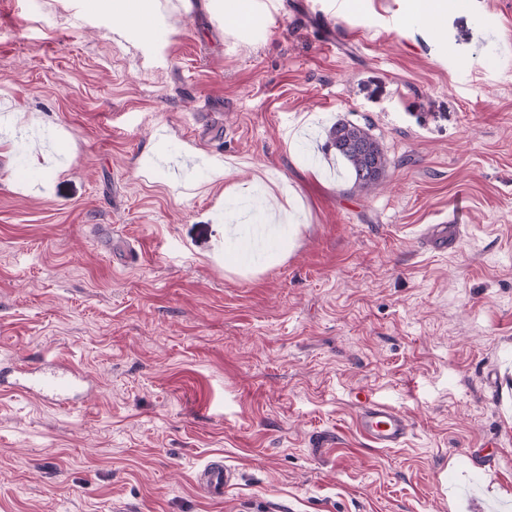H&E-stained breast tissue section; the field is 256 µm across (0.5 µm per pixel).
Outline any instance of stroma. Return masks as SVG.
I'll use <instances>...</instances> for the list:
<instances>
[{
    "instance_id": "1",
    "label": "stroma",
    "mask_w": 512,
    "mask_h": 512,
    "mask_svg": "<svg viewBox=\"0 0 512 512\" xmlns=\"http://www.w3.org/2000/svg\"><path fill=\"white\" fill-rule=\"evenodd\" d=\"M171 2L147 38L0 0V360L91 380L0 389V512H512V0L435 34L410 0H259L250 40ZM337 121L391 160L371 192ZM246 207L288 220L235 259ZM366 396L402 447L357 433ZM327 145L336 151L346 164L353 188L368 193L385 174L391 161L369 127L354 123L336 122L327 132ZM424 238L429 240L436 248L448 250L455 247L458 238L448 229L446 224H433L425 228ZM84 381L83 377L52 361L44 362L37 371L26 364L1 362V385H12L19 392L35 394L51 407L74 408ZM361 435L374 448H398L409 434L403 413L386 403L364 397L355 418ZM233 477V472L224 467L223 458H215L206 464L197 474V483L201 490L212 497L224 495V487Z\"/></svg>"
}]
</instances>
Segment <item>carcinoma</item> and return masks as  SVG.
<instances>
[{"label":"carcinoma","instance_id":"obj_1","mask_svg":"<svg viewBox=\"0 0 512 512\" xmlns=\"http://www.w3.org/2000/svg\"><path fill=\"white\" fill-rule=\"evenodd\" d=\"M327 145L346 164L353 180V188L363 193L377 187L391 164L368 127L337 122L328 129Z\"/></svg>","mask_w":512,"mask_h":512}]
</instances>
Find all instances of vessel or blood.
I'll list each match as a JSON object with an SVG mask.
<instances>
[{
	"instance_id": "1",
	"label": "vessel or blood",
	"mask_w": 512,
	"mask_h": 512,
	"mask_svg": "<svg viewBox=\"0 0 512 512\" xmlns=\"http://www.w3.org/2000/svg\"><path fill=\"white\" fill-rule=\"evenodd\" d=\"M424 237L441 250L455 247L457 243L455 234L444 224L430 225ZM82 383L78 374L50 361L35 371L16 362L0 364L1 385L8 384L19 392L37 395L51 407H75ZM355 423L361 435L375 448L400 447L409 434V423L401 411L368 398L361 400ZM232 477L223 458L218 457L198 472L197 483L208 495L220 497Z\"/></svg>"
}]
</instances>
